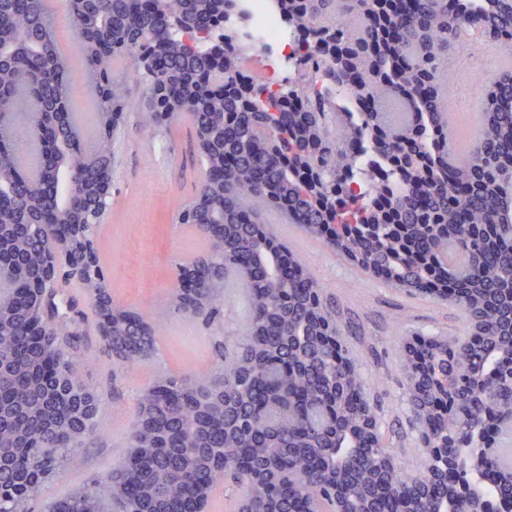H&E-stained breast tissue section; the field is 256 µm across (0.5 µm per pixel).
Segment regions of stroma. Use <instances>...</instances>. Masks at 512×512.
<instances>
[{
  "label": "stroma",
  "mask_w": 512,
  "mask_h": 512,
  "mask_svg": "<svg viewBox=\"0 0 512 512\" xmlns=\"http://www.w3.org/2000/svg\"><path fill=\"white\" fill-rule=\"evenodd\" d=\"M146 103L145 86L130 83L126 120L112 143V203L98 229L97 248L113 298L155 325L154 349L135 365L114 364L92 308H85L77 357L82 382L99 397L96 433L72 465L41 486L31 512H47L52 501L111 471L129 450L140 395L164 374H208L220 349L234 348L244 325L246 305L239 288L225 289L220 314L208 322L169 304L177 267L207 247L195 227L176 221L178 210L196 193L200 167L191 152L190 122L176 118L153 126ZM264 221L333 298L343 341L366 387L380 397L385 442L394 458L413 460L417 443L401 386L403 341L419 332L465 337L469 325L448 302L388 287L322 240L281 220L276 211H265Z\"/></svg>",
  "instance_id": "35a3bbf8"
}]
</instances>
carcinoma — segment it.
I'll use <instances>...</instances> for the list:
<instances>
[{
  "instance_id": "cac0c4a2",
  "label": "carcinoma",
  "mask_w": 512,
  "mask_h": 512,
  "mask_svg": "<svg viewBox=\"0 0 512 512\" xmlns=\"http://www.w3.org/2000/svg\"><path fill=\"white\" fill-rule=\"evenodd\" d=\"M78 0L62 6L75 30L84 84L95 100L94 137L72 120L71 60L55 45L46 0H0V176L16 177L22 203L0 201V279L41 283L52 262L53 230L26 228L58 205L64 224L89 236L112 193L110 103L126 101L124 60L151 92L149 121L162 126L174 94L188 100L209 134L203 169L230 170L202 179L192 210L178 223L209 246L189 265L188 286H172L171 305L211 319L217 298L240 276L237 258L265 241L255 211L273 207L296 217L310 235L354 255L360 267L408 290L429 287L453 301L477 326L461 339L423 335L407 372L406 395L424 456L420 471L398 470L380 433L375 400L338 339L342 324L325 287L289 250L269 242L288 286L272 265L256 261L245 281L248 318L242 343L198 377L163 376L141 396L129 452L94 484L58 500L51 512H184L229 480L248 512H448L457 484L469 488L466 509L512 506V69L498 74L480 102L482 123L467 155L461 123L448 106L454 80L449 56L472 29L487 42L512 43V0H414L401 14L391 0H275L303 43L297 77L272 95L249 97L252 81L236 46H223L224 17L237 0ZM162 50L165 66L143 70L138 57ZM347 91L351 106L333 97ZM46 124L67 115L70 152L50 197L43 164L26 166L29 136L18 120L22 98ZM362 194H345L343 181ZM84 244H72L62 280L78 282L98 317L105 345L125 363L150 349L155 327L112 300L105 272L85 269ZM74 306L61 310L49 290L35 313L22 304L0 309V505L29 512L38 487L17 481L19 469L54 473L94 432L93 418L74 415ZM499 441L497 460L475 464L470 448ZM431 448H458L462 465L448 478L433 472Z\"/></svg>"
}]
</instances>
